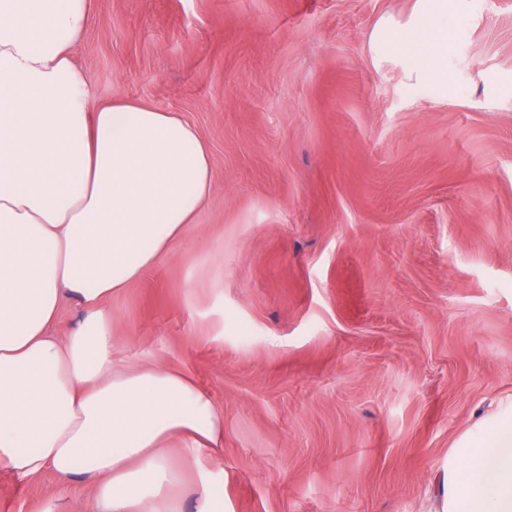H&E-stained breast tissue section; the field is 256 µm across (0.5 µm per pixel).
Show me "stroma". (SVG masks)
<instances>
[{
  "label": "stroma",
  "mask_w": 512,
  "mask_h": 512,
  "mask_svg": "<svg viewBox=\"0 0 512 512\" xmlns=\"http://www.w3.org/2000/svg\"><path fill=\"white\" fill-rule=\"evenodd\" d=\"M416 0H95L99 101L211 148L194 229L112 334L224 411V512H428L455 441L512 397V0H459L447 97L375 62ZM89 484L0 470V512Z\"/></svg>",
  "instance_id": "stroma-1"
}]
</instances>
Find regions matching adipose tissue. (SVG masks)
Masks as SVG:
<instances>
[{"mask_svg": "<svg viewBox=\"0 0 512 512\" xmlns=\"http://www.w3.org/2000/svg\"><path fill=\"white\" fill-rule=\"evenodd\" d=\"M455 0L381 17L374 60L448 92ZM94 0H0V469L53 471L94 489L91 512H224V412L183 372L112 337L113 297L194 225L213 185L211 152L175 112L96 101L71 49ZM82 316L54 326L65 301ZM183 454L174 456L172 443ZM440 512H512V401L481 417L442 467Z\"/></svg>", "mask_w": 512, "mask_h": 512, "instance_id": "ef3b65f1", "label": "adipose tissue"}]
</instances>
